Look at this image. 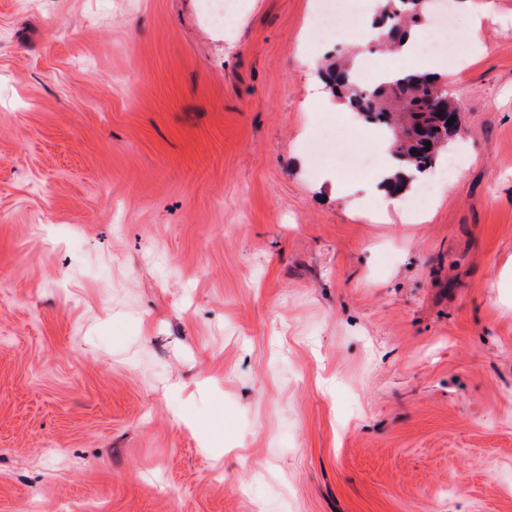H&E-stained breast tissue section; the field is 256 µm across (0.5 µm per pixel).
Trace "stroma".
I'll list each match as a JSON object with an SVG mask.
<instances>
[{
	"mask_svg": "<svg viewBox=\"0 0 512 512\" xmlns=\"http://www.w3.org/2000/svg\"><path fill=\"white\" fill-rule=\"evenodd\" d=\"M425 222L312 169L317 0H0V512H512V0H450ZM461 160L458 157L454 156L452 170L448 174V160L447 164L442 165V169L437 170L435 173L427 174L423 176H419V179L428 183L431 189L439 187L441 189H445L448 187V191H450L456 183L457 180V169L460 165ZM447 167V169H446Z\"/></svg>",
	"mask_w": 512,
	"mask_h": 512,
	"instance_id": "stroma-1",
	"label": "stroma"
}]
</instances>
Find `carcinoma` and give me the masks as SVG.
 <instances>
[{
    "mask_svg": "<svg viewBox=\"0 0 512 512\" xmlns=\"http://www.w3.org/2000/svg\"><path fill=\"white\" fill-rule=\"evenodd\" d=\"M429 0H378L372 27L390 35L382 44L389 50L402 46L410 28L420 24ZM355 67L349 61H336L327 66L324 80L331 94L343 100L349 111L378 124L390 136L393 155L399 166L420 174L435 169L443 159L448 139L458 129L447 125V115L431 112L426 105L428 89L444 85L439 77L427 73L404 72L372 87H362L354 80ZM423 139L411 136L414 129ZM431 146H426V143Z\"/></svg>",
    "mask_w": 512,
    "mask_h": 512,
    "instance_id": "carcinoma-1",
    "label": "carcinoma"
}]
</instances>
